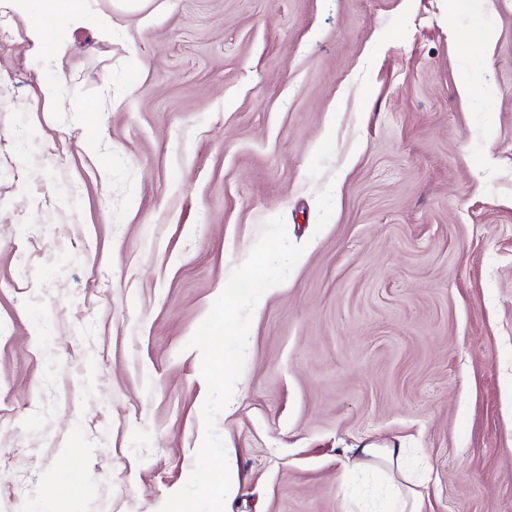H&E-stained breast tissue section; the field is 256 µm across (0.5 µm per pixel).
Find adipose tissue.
Instances as JSON below:
<instances>
[{
  "instance_id": "adipose-tissue-1",
  "label": "adipose tissue",
  "mask_w": 512,
  "mask_h": 512,
  "mask_svg": "<svg viewBox=\"0 0 512 512\" xmlns=\"http://www.w3.org/2000/svg\"><path fill=\"white\" fill-rule=\"evenodd\" d=\"M95 0H18L19 12L35 8L39 20L28 24L27 40L31 48H40L56 26L77 25L93 15ZM370 467L379 469L389 482L388 488L374 504L373 512H425L421 491L409 480L399 448H369L365 451Z\"/></svg>"
}]
</instances>
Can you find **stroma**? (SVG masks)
I'll return each mask as SVG.
<instances>
[{
	"instance_id": "stroma-1",
	"label": "stroma",
	"mask_w": 512,
	"mask_h": 512,
	"mask_svg": "<svg viewBox=\"0 0 512 512\" xmlns=\"http://www.w3.org/2000/svg\"><path fill=\"white\" fill-rule=\"evenodd\" d=\"M95 10L35 52L0 0V512H160L276 216L225 512H365V445L427 460L426 512H512V0Z\"/></svg>"
}]
</instances>
